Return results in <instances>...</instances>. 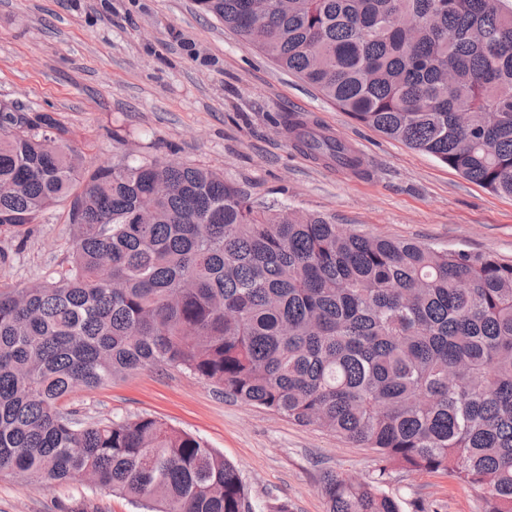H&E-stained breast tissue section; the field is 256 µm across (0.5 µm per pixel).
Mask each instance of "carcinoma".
<instances>
[{"instance_id":"carcinoma-1","label":"carcinoma","mask_w":512,"mask_h":512,"mask_svg":"<svg viewBox=\"0 0 512 512\" xmlns=\"http://www.w3.org/2000/svg\"><path fill=\"white\" fill-rule=\"evenodd\" d=\"M359 124L512 196L507 0H196ZM309 157L363 160L292 112ZM0 226L61 202L68 268L0 284V473L90 480L146 512H250L237 469L141 415L83 425L78 387L184 368L225 395L376 453L375 478L322 477L327 512H403L394 469L446 473L512 512V262L347 231L253 199L205 168L144 158L89 171L49 114L0 111Z\"/></svg>"}]
</instances>
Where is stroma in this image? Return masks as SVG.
Here are the masks:
<instances>
[{
  "mask_svg": "<svg viewBox=\"0 0 512 512\" xmlns=\"http://www.w3.org/2000/svg\"><path fill=\"white\" fill-rule=\"evenodd\" d=\"M51 114L86 167L144 157L223 174L253 196L318 213L368 236L486 252L512 261V196L494 195L435 158L357 123L280 69L195 0H0V103ZM298 112L347 142L362 174L300 153L277 114ZM60 205L26 233L0 227V284L56 277L73 250ZM77 421L150 415L221 452L238 470L252 512H326L323 472L370 480L375 453L326 429L302 427L169 367L77 388L61 403ZM383 491L403 512H483L480 489L440 473L392 471ZM142 512L83 481L55 489L0 475V512Z\"/></svg>",
  "mask_w": 512,
  "mask_h": 512,
  "instance_id": "1",
  "label": "stroma"
}]
</instances>
